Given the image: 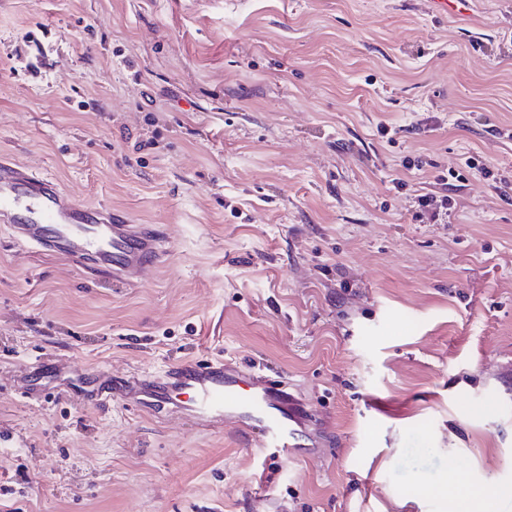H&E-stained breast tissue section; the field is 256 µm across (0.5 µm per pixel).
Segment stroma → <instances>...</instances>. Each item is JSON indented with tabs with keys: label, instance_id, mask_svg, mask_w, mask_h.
Instances as JSON below:
<instances>
[{
	"label": "stroma",
	"instance_id": "35a3bbf8",
	"mask_svg": "<svg viewBox=\"0 0 512 512\" xmlns=\"http://www.w3.org/2000/svg\"><path fill=\"white\" fill-rule=\"evenodd\" d=\"M1 155L167 255L117 287L0 223V512H512V181L481 172H512V0H0ZM216 356L324 448L25 395L37 359Z\"/></svg>",
	"mask_w": 512,
	"mask_h": 512
}]
</instances>
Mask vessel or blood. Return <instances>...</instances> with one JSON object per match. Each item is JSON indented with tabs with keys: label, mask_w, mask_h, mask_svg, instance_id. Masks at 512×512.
Here are the masks:
<instances>
[{
	"label": "vessel or blood",
	"mask_w": 512,
	"mask_h": 512,
	"mask_svg": "<svg viewBox=\"0 0 512 512\" xmlns=\"http://www.w3.org/2000/svg\"><path fill=\"white\" fill-rule=\"evenodd\" d=\"M0 222L41 252L104 268L117 284L130 283L140 268L165 256L159 230L115 222L106 208L83 204L53 178L1 157ZM89 379L97 384L99 400L131 396L139 409L157 414L172 393L185 394L183 412L207 425L234 421L252 443L282 458L302 453L312 418L301 397L259 364L187 360L135 385L112 380L102 368L92 370Z\"/></svg>",
	"instance_id": "obj_1"
}]
</instances>
